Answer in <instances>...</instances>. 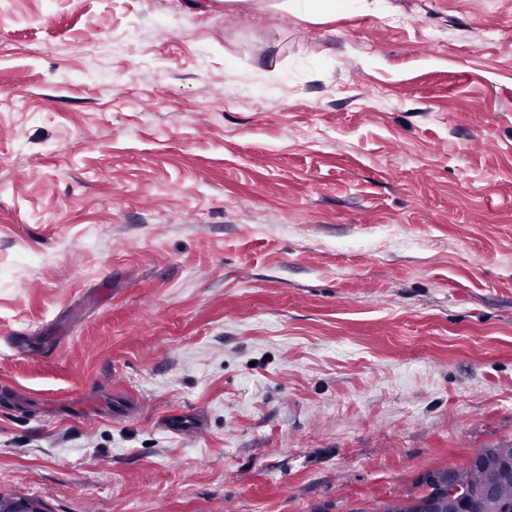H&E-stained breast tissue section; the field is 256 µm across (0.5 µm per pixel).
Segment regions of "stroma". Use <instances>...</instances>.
<instances>
[{"label":"stroma","mask_w":512,"mask_h":512,"mask_svg":"<svg viewBox=\"0 0 512 512\" xmlns=\"http://www.w3.org/2000/svg\"><path fill=\"white\" fill-rule=\"evenodd\" d=\"M1 43L0 507L355 512L512 442V0Z\"/></svg>","instance_id":"1"}]
</instances>
